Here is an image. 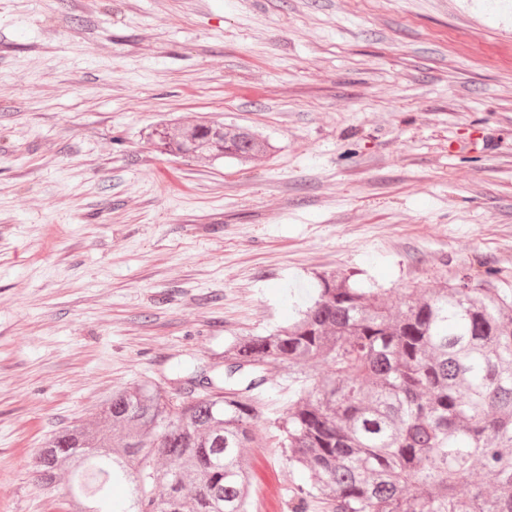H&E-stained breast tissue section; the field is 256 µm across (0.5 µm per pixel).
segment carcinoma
<instances>
[{
	"label": "carcinoma",
	"instance_id": "obj_1",
	"mask_svg": "<svg viewBox=\"0 0 512 512\" xmlns=\"http://www.w3.org/2000/svg\"><path fill=\"white\" fill-rule=\"evenodd\" d=\"M168 155L241 165L274 152L248 128L161 120ZM471 266L394 305L353 276L265 336L224 350V370L188 369L181 394L151 381L116 391L91 424L57 429L34 458L43 493L66 479L70 512H250L244 448H263L264 365L288 368L279 447L308 475L291 512H512V290ZM326 363L320 378L306 366ZM493 477L477 482L474 461ZM128 484L127 498L112 488Z\"/></svg>",
	"mask_w": 512,
	"mask_h": 512
}]
</instances>
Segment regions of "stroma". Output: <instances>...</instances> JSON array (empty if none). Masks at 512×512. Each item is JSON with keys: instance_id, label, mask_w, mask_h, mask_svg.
<instances>
[{"instance_id": "obj_1", "label": "stroma", "mask_w": 512, "mask_h": 512, "mask_svg": "<svg viewBox=\"0 0 512 512\" xmlns=\"http://www.w3.org/2000/svg\"><path fill=\"white\" fill-rule=\"evenodd\" d=\"M247 126L244 166L160 119ZM512 289V0H0V512L113 391L223 368L323 271L391 303L473 261ZM253 512L305 474L249 449ZM221 128L222 137L218 135ZM149 140L162 154L193 156L209 162L228 159L241 165L275 150L270 140L258 132L239 126H224L218 121L185 125L161 120L152 126Z\"/></svg>"}]
</instances>
